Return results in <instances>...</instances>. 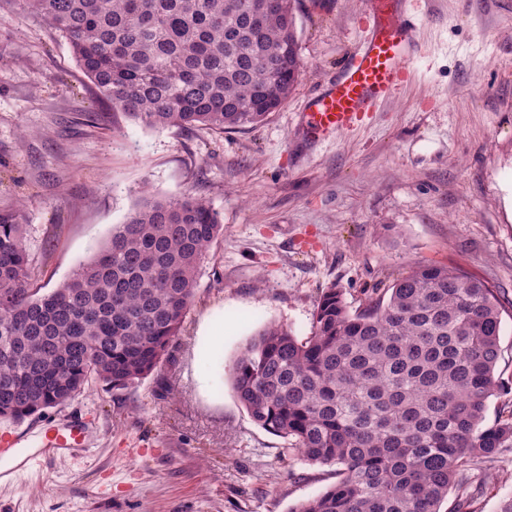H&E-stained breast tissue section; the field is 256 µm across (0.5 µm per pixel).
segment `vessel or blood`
Wrapping results in <instances>:
<instances>
[{
  "label": "vessel or blood",
  "mask_w": 512,
  "mask_h": 512,
  "mask_svg": "<svg viewBox=\"0 0 512 512\" xmlns=\"http://www.w3.org/2000/svg\"><path fill=\"white\" fill-rule=\"evenodd\" d=\"M369 37L342 65L336 78L310 97L301 114L307 139L320 140L355 128L366 112L396 93L404 83L407 66L418 51L414 27L399 0H377ZM90 417L71 416L47 430L43 438L26 430H0V463L24 459L33 466L73 456L76 449L94 443Z\"/></svg>",
  "instance_id": "b4317fda"
}]
</instances>
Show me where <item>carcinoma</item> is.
Instances as JSON below:
<instances>
[{"mask_svg":"<svg viewBox=\"0 0 512 512\" xmlns=\"http://www.w3.org/2000/svg\"><path fill=\"white\" fill-rule=\"evenodd\" d=\"M20 2L68 41L112 110L150 128L255 126L301 69L294 0ZM222 234L201 197L148 200L40 296L24 225L1 212L0 418L62 406L96 383H139L179 335ZM388 291L352 312L330 288L309 336L271 324L236 360L250 418L304 460L339 466L336 483L293 512H440L451 491V512H476L487 472L512 452L499 296L434 264Z\"/></svg>","mask_w":512,"mask_h":512,"instance_id":"obj_1","label":"carcinoma"}]
</instances>
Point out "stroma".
Returning a JSON list of instances; mask_svg holds the SVG:
<instances>
[{"mask_svg": "<svg viewBox=\"0 0 512 512\" xmlns=\"http://www.w3.org/2000/svg\"><path fill=\"white\" fill-rule=\"evenodd\" d=\"M419 50L409 80L327 141L300 128L372 26L370 0H297L301 73L288 101L227 133L149 128L112 111L67 41L0 0V211L20 214L49 292L144 195L204 198L220 215L178 336L136 386L101 384L18 422L96 419L83 455L0 481V512H293L336 468L289 453L233 390L269 324L310 335L323 292L350 308L419 264L483 280L504 304L512 373V0H402Z\"/></svg>", "mask_w": 512, "mask_h": 512, "instance_id": "stroma-1", "label": "stroma"}]
</instances>
